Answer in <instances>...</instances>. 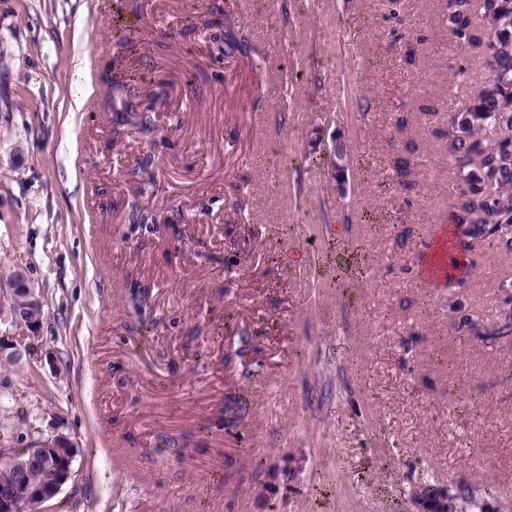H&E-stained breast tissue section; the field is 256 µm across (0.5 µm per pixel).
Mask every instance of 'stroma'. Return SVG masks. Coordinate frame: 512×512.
<instances>
[{"instance_id": "1", "label": "stroma", "mask_w": 512, "mask_h": 512, "mask_svg": "<svg viewBox=\"0 0 512 512\" xmlns=\"http://www.w3.org/2000/svg\"><path fill=\"white\" fill-rule=\"evenodd\" d=\"M112 2L0 0V280L23 269L45 312L29 358L0 369V440L73 442L49 512H409L435 483L512 512V340L462 339L448 290L417 277L453 203L433 132L489 78L449 42L446 0L396 18L388 0H249L232 30L253 51L221 60L212 0L192 18L183 0ZM116 24L140 40L125 68L149 62L167 96L152 141L115 132ZM427 98L441 110L411 131L407 197L384 187L395 119ZM319 125L350 143L346 195L311 149ZM148 156L153 183L129 179ZM470 258L461 300L495 321L512 256ZM163 435L188 455L156 456Z\"/></svg>"}]
</instances>
